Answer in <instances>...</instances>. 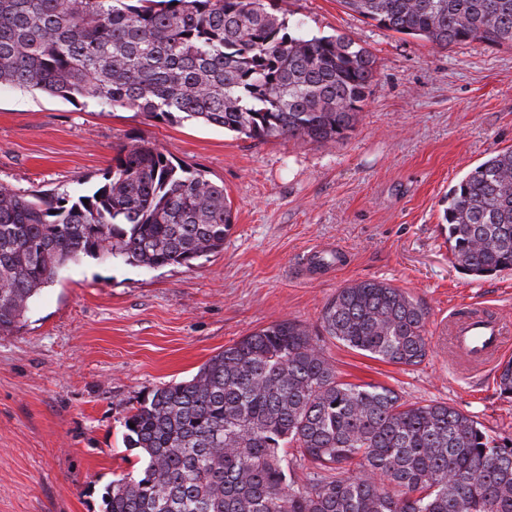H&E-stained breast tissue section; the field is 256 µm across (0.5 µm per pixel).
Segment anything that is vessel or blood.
<instances>
[{"label":"vessel or blood","instance_id":"obj_1","mask_svg":"<svg viewBox=\"0 0 512 512\" xmlns=\"http://www.w3.org/2000/svg\"><path fill=\"white\" fill-rule=\"evenodd\" d=\"M446 339L462 363L493 365L512 347V318L483 305L457 309L448 316Z\"/></svg>","mask_w":512,"mask_h":512}]
</instances>
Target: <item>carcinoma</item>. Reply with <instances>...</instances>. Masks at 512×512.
I'll use <instances>...</instances> for the list:
<instances>
[{
	"mask_svg": "<svg viewBox=\"0 0 512 512\" xmlns=\"http://www.w3.org/2000/svg\"><path fill=\"white\" fill-rule=\"evenodd\" d=\"M340 3L439 47L512 45V0ZM375 76L360 40L310 37L265 0H0V85L163 123L332 145L354 128ZM445 200L455 264L475 278L512 270V149ZM232 224L224 184L146 141L121 147L103 182L77 197L1 186L0 332L84 257L189 263L223 249ZM426 321L408 293L361 281L336 292L321 328L353 351L415 366L429 351ZM498 386L512 397V360ZM123 426L143 464L112 480L102 512H512V439L447 405L341 380L319 336L292 319L153 390Z\"/></svg>",
	"mask_w": 512,
	"mask_h": 512,
	"instance_id": "1",
	"label": "carcinoma"
}]
</instances>
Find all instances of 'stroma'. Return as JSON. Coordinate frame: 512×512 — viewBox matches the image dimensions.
<instances>
[{
	"label": "stroma",
	"mask_w": 512,
	"mask_h": 512,
	"mask_svg": "<svg viewBox=\"0 0 512 512\" xmlns=\"http://www.w3.org/2000/svg\"><path fill=\"white\" fill-rule=\"evenodd\" d=\"M267 2L307 33L360 39L376 58L367 103L335 144L260 142L0 87V186L79 195L120 147L144 140L224 185L235 215L223 250L188 264L69 266L0 333V512H101L105 486L141 466L124 438L131 407L272 323L319 329L336 291L365 280L426 310L429 352L403 366L322 338L337 372L512 438V399L496 370L456 371L438 342L456 306L483 302L512 317V270L477 279L457 267L444 220L449 187L512 148V47L440 48L379 29L338 0Z\"/></svg>",
	"instance_id": "stroma-1"
}]
</instances>
